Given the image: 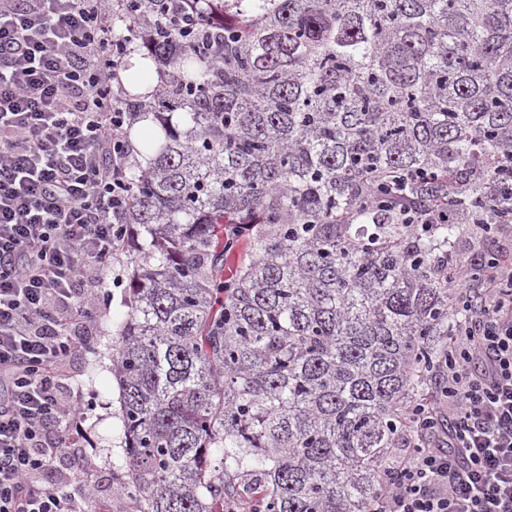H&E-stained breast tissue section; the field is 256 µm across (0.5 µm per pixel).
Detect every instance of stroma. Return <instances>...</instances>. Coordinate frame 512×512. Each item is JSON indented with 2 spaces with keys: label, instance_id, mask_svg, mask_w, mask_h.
Listing matches in <instances>:
<instances>
[{
  "label": "stroma",
  "instance_id": "1",
  "mask_svg": "<svg viewBox=\"0 0 512 512\" xmlns=\"http://www.w3.org/2000/svg\"><path fill=\"white\" fill-rule=\"evenodd\" d=\"M136 259L123 244L98 270L94 287L102 300L94 313L89 347L66 367L64 392L85 405L84 417L72 430L85 454L79 478L95 485V497L108 512H138L139 507L124 487L119 390L112 375V339L129 313L128 282Z\"/></svg>",
  "mask_w": 512,
  "mask_h": 512
}]
</instances>
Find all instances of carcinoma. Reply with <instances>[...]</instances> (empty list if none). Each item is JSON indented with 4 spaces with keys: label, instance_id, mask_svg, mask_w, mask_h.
<instances>
[{
    "label": "carcinoma",
    "instance_id": "carcinoma-1",
    "mask_svg": "<svg viewBox=\"0 0 512 512\" xmlns=\"http://www.w3.org/2000/svg\"><path fill=\"white\" fill-rule=\"evenodd\" d=\"M121 2L165 74L127 96L161 132L127 174L112 342L138 512H367L466 314L442 267L480 276L512 212V0H168L154 26L155 0ZM417 170L393 206L379 186ZM450 171L448 221L408 223Z\"/></svg>",
    "mask_w": 512,
    "mask_h": 512
}]
</instances>
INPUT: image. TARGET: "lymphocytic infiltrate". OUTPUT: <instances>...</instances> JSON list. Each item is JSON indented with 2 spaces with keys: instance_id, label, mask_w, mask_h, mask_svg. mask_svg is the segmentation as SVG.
<instances>
[{
  "instance_id": "1",
  "label": "lymphocytic infiltrate",
  "mask_w": 512,
  "mask_h": 512,
  "mask_svg": "<svg viewBox=\"0 0 512 512\" xmlns=\"http://www.w3.org/2000/svg\"><path fill=\"white\" fill-rule=\"evenodd\" d=\"M110 2L0 0V512H84L70 475L43 476L85 410L61 375L88 347L85 262L111 260L129 204ZM444 278L483 302L449 341L442 387L406 411L371 512H512V253L480 281L455 265Z\"/></svg>"
}]
</instances>
